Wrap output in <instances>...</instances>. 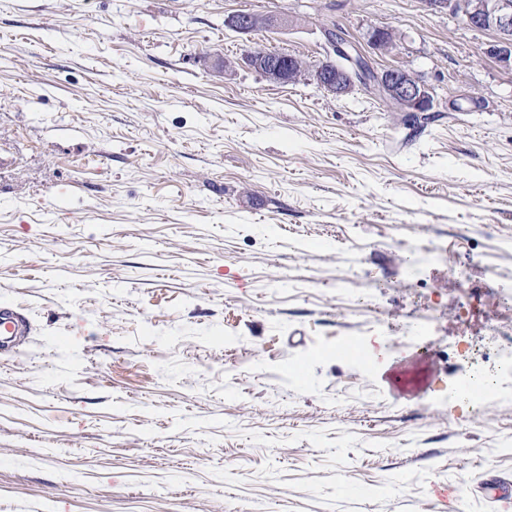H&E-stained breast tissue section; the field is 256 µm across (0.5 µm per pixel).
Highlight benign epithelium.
Instances as JSON below:
<instances>
[{
	"mask_svg": "<svg viewBox=\"0 0 512 512\" xmlns=\"http://www.w3.org/2000/svg\"><path fill=\"white\" fill-rule=\"evenodd\" d=\"M438 8L461 16L466 23L479 30L491 31L496 40L489 54L499 61L512 65V0H429ZM394 41L385 28H375L368 35V43L376 49H387ZM253 68L267 79L278 83H294L307 78L324 92L341 96L349 93L355 82L347 69H332L323 64L312 69L298 63H283L281 54L267 51L254 58ZM373 86L402 112H425L431 104L428 87L405 68H387L375 72Z\"/></svg>",
	"mask_w": 512,
	"mask_h": 512,
	"instance_id": "1",
	"label": "benign epithelium"
}]
</instances>
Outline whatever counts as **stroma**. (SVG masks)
I'll return each mask as SVG.
<instances>
[{"label": "stroma", "mask_w": 512, "mask_h": 512, "mask_svg": "<svg viewBox=\"0 0 512 512\" xmlns=\"http://www.w3.org/2000/svg\"><path fill=\"white\" fill-rule=\"evenodd\" d=\"M338 28L430 109L245 62ZM493 42L427 0H0V512H512L479 490L512 484V375L448 403L512 354ZM372 82L387 99L395 103L400 112H425L431 104L428 87L405 68H387L375 72ZM386 106H394L381 97ZM19 318L20 314L15 309L0 308V349L9 346L10 336H21L22 329L16 322ZM476 389L480 390L482 398L496 396L500 389V379L497 378L495 380L488 381L485 378L475 376L467 383L463 392L468 395L470 401L476 406L475 408L478 409L481 406V403L479 399L475 397V392L478 391Z\"/></svg>", "instance_id": "stroma-1"}]
</instances>
